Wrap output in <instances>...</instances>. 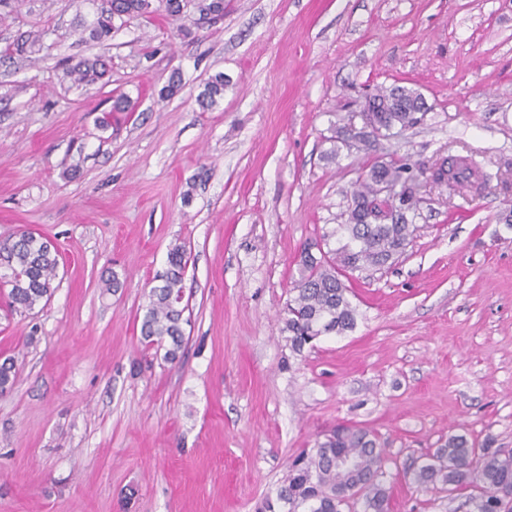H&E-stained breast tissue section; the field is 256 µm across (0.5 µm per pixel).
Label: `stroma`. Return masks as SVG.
<instances>
[{"label":"stroma","mask_w":512,"mask_h":512,"mask_svg":"<svg viewBox=\"0 0 512 512\" xmlns=\"http://www.w3.org/2000/svg\"><path fill=\"white\" fill-rule=\"evenodd\" d=\"M227 3L190 41L160 11L83 43L64 0H23L0 22V47L33 26L53 45L0 71V240L26 229L60 253L46 304L0 300V361L16 368L0 512H256L338 424L378 434L389 512H470L410 472L451 435L512 448V0ZM100 52L107 84L63 80L61 59ZM176 71L181 90L161 97ZM218 72L224 100L202 111ZM396 83L423 94L425 119L335 149L337 126ZM121 92L135 111L100 128ZM451 155L487 182L424 183L404 254L352 274L355 328L293 355L283 309L301 249L335 247L373 159ZM176 243L189 323L169 363L140 327ZM228 83L229 80L224 76V73H216L209 77L197 98V102L203 111L214 108L224 99V89Z\"/></svg>","instance_id":"35a3bbf8"}]
</instances>
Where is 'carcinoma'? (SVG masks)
Returning <instances> with one entry per match:
<instances>
[{"mask_svg": "<svg viewBox=\"0 0 512 512\" xmlns=\"http://www.w3.org/2000/svg\"><path fill=\"white\" fill-rule=\"evenodd\" d=\"M68 0L70 6L89 4L92 19L76 13L81 38L102 44L112 38L115 21L148 16L163 8L168 16L182 21L178 35L194 39L192 27L224 18V0ZM46 30L21 34L0 49V66L12 67L17 60L47 52ZM112 70V59L101 55L84 57L67 65L63 77L77 87H90L103 81ZM229 80L222 73L209 77L197 102L204 110L224 99ZM425 98L411 87H382L369 96L364 112L372 131L352 132L343 126L336 139L368 150L374 137L384 136L396 127L410 128L424 120ZM135 103L120 93L112 97L110 112L100 125H112V113L132 112ZM426 168L403 159H376L364 171L352 191L347 219L336 225L338 247L319 251L311 247L299 254L298 277L293 281L284 308L285 331L293 353L299 355L317 338L342 335L354 329L356 308L342 284L345 273L380 268L393 263L405 250L417 230L419 184L414 181ZM477 176L474 162L462 156H450L433 174V183L454 193L469 188ZM384 183L400 188L399 203L394 205L380 194ZM186 250L176 245L167 255L163 271L153 278L149 305L141 323V341L147 348L164 350L163 359L174 363L184 339V274ZM58 251L45 238L28 230L0 241V294L11 310L28 313L51 296L58 276ZM15 380L14 362L0 363V392L10 389ZM351 458V468L336 466V458ZM384 448L375 433L365 427L341 425L325 440L315 442L288 465L284 481L264 498L259 512H344L362 503L363 512H389V495L379 478L382 475ZM412 480L426 488L437 482L448 486V493L474 488L477 495L468 502L474 512H512V449L474 448L462 436L448 437L445 447L436 449L429 461L413 472Z\"/></svg>", "mask_w": 512, "mask_h": 512, "instance_id": "1", "label": "carcinoma"}]
</instances>
